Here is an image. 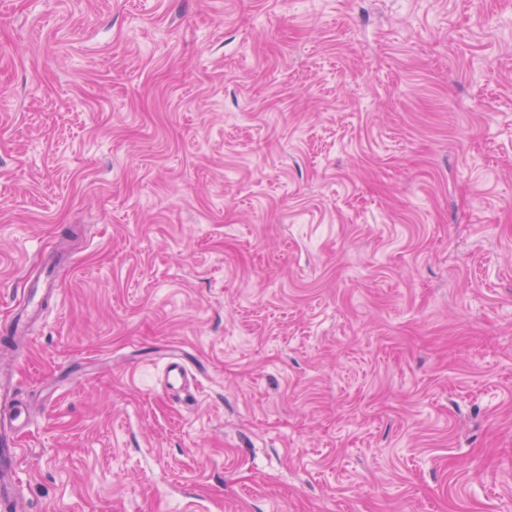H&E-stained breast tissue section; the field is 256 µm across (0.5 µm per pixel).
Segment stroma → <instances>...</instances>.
I'll return each instance as SVG.
<instances>
[{"mask_svg": "<svg viewBox=\"0 0 512 512\" xmlns=\"http://www.w3.org/2000/svg\"><path fill=\"white\" fill-rule=\"evenodd\" d=\"M56 249L30 512H512V0H0V325Z\"/></svg>", "mask_w": 512, "mask_h": 512, "instance_id": "35a3bbf8", "label": "stroma"}]
</instances>
